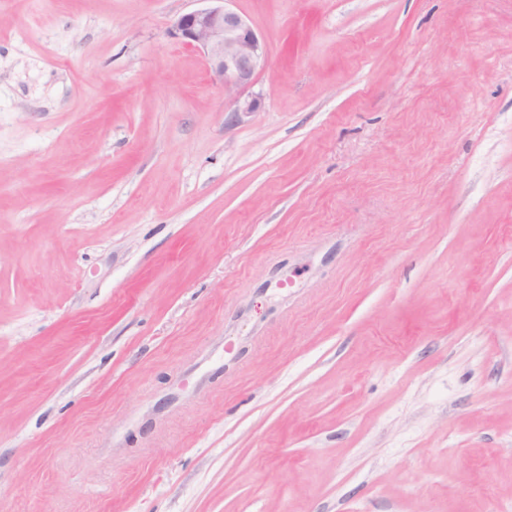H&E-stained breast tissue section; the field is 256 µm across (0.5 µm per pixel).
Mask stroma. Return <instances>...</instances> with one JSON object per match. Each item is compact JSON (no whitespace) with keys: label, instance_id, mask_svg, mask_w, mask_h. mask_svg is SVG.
<instances>
[{"label":"stroma","instance_id":"1","mask_svg":"<svg viewBox=\"0 0 512 512\" xmlns=\"http://www.w3.org/2000/svg\"><path fill=\"white\" fill-rule=\"evenodd\" d=\"M0 0V512H512V0ZM215 2L178 16L170 36L200 50L210 73L224 91L237 94L248 87L265 61V45L255 29L237 12L225 7L230 0Z\"/></svg>","mask_w":512,"mask_h":512}]
</instances>
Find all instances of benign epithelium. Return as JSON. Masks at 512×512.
<instances>
[{
  "label": "benign epithelium",
  "mask_w": 512,
  "mask_h": 512,
  "mask_svg": "<svg viewBox=\"0 0 512 512\" xmlns=\"http://www.w3.org/2000/svg\"><path fill=\"white\" fill-rule=\"evenodd\" d=\"M227 0L178 16L170 36L200 50L210 73L224 90L236 94L248 87L265 61V45L255 29L237 12L225 7Z\"/></svg>",
  "instance_id": "7a95c632"
}]
</instances>
